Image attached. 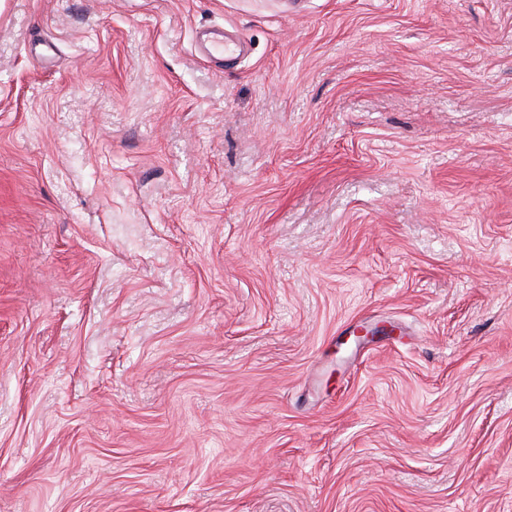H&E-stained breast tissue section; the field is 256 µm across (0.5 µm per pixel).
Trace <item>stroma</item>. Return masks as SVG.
<instances>
[{
	"mask_svg": "<svg viewBox=\"0 0 512 512\" xmlns=\"http://www.w3.org/2000/svg\"><path fill=\"white\" fill-rule=\"evenodd\" d=\"M0 512H512V0H0Z\"/></svg>",
	"mask_w": 512,
	"mask_h": 512,
	"instance_id": "obj_1",
	"label": "stroma"
}]
</instances>
